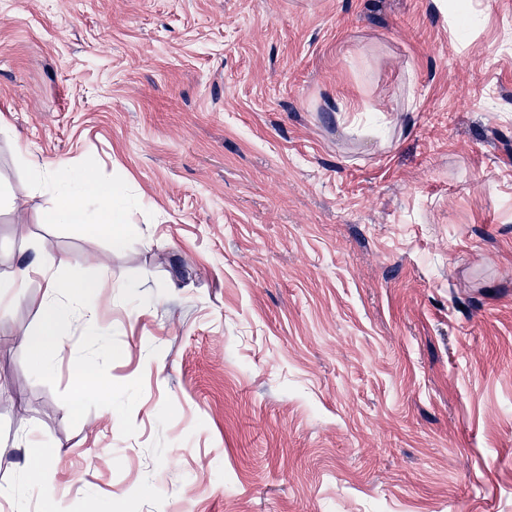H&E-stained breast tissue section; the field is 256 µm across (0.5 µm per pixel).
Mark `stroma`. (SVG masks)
I'll use <instances>...</instances> for the list:
<instances>
[{"label": "stroma", "instance_id": "1", "mask_svg": "<svg viewBox=\"0 0 512 512\" xmlns=\"http://www.w3.org/2000/svg\"><path fill=\"white\" fill-rule=\"evenodd\" d=\"M470 3L0 0V269L114 282L48 372L42 282L0 313V512H512V0ZM29 155L124 186L127 248ZM74 404L79 405L84 399L102 394L103 386L93 362L79 363L75 369Z\"/></svg>", "mask_w": 512, "mask_h": 512}]
</instances>
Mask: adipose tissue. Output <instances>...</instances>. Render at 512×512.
Listing matches in <instances>:
<instances>
[{"mask_svg":"<svg viewBox=\"0 0 512 512\" xmlns=\"http://www.w3.org/2000/svg\"><path fill=\"white\" fill-rule=\"evenodd\" d=\"M41 184L56 193L57 202L44 212L40 220L45 224H85L92 231L107 234L113 251L126 248L133 228L125 220V190L119 185H103L89 172L78 174L40 167ZM44 283L46 303L43 311L48 320L47 331L28 338L27 343L43 369H51L62 348L61 329L68 324L71 306L82 303L88 322H95L100 305L85 301L89 292L99 291L112 282L111 270H104L100 280H87L78 268H71L66 285H59L54 275L42 264L27 265L0 271V306L10 301L27 288L33 278Z\"/></svg>","mask_w":512,"mask_h":512,"instance_id":"ef3b65f1","label":"adipose tissue"}]
</instances>
